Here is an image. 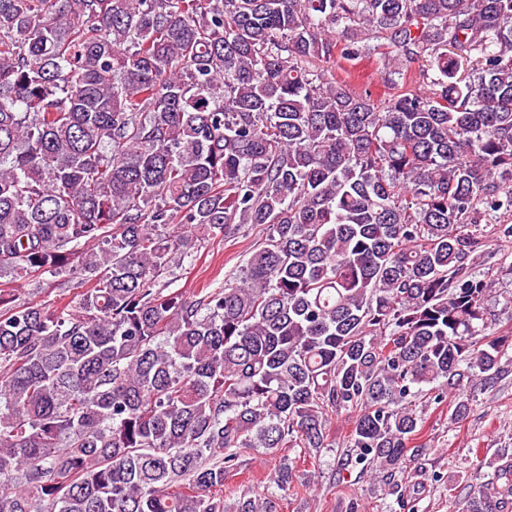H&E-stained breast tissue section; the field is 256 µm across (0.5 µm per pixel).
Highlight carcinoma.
<instances>
[{
    "instance_id": "1",
    "label": "carcinoma",
    "mask_w": 512,
    "mask_h": 512,
    "mask_svg": "<svg viewBox=\"0 0 512 512\" xmlns=\"http://www.w3.org/2000/svg\"><path fill=\"white\" fill-rule=\"evenodd\" d=\"M385 40L433 89L380 106L323 64ZM512 209V0H0V512H280L244 448L402 471L415 388L508 374L472 231ZM267 235L200 298L199 244ZM462 512H512V457ZM41 282L40 288H36V284H23L22 295L23 297H34L36 300H42L47 304L57 303L60 301H67L72 298L80 288H86L83 284H76L77 281L63 282L59 278H53L49 274H43L39 279ZM79 286L77 289L76 287Z\"/></svg>"
}]
</instances>
